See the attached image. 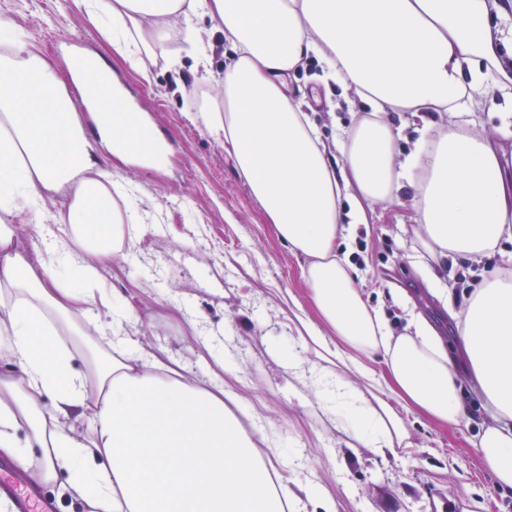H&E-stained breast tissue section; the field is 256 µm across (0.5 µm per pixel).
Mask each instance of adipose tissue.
Listing matches in <instances>:
<instances>
[{
  "mask_svg": "<svg viewBox=\"0 0 512 512\" xmlns=\"http://www.w3.org/2000/svg\"><path fill=\"white\" fill-rule=\"evenodd\" d=\"M90 24L127 59L140 55L131 31L154 44L178 43L206 20L224 32L230 53L220 103L198 118L235 160L240 179L266 212L278 239L304 257L303 276L321 321L334 333L340 369L321 379L336 405V426L386 456L407 434L398 408L443 424L465 415L459 373L441 339L419 318L392 333L364 300L336 242L345 220L411 188L414 260L428 286L447 297L433 265L448 255L475 258L512 232V203L487 138L426 121L428 112L462 116L477 98L497 95L512 113V15L499 0H81ZM0 55V450L32 462L44 484L65 476L84 512H304L314 486L273 477L252 438L224 403L223 386L201 387L113 327L110 351L73 370L79 315L108 306L99 272L115 255L132 256L112 201L123 193L103 156L127 165L155 162L167 144L132 102L110 66L101 73L120 103L81 118L63 81L25 39ZM318 57L348 103L370 106L335 166L283 77ZM420 120V145L397 157L400 129L390 113ZM353 190L344 213L342 193ZM66 192L61 237L30 259L18 245L21 207ZM80 241L82 257L70 243ZM74 266V288L60 267ZM457 331L489 413L475 446L499 484L512 487V277L476 286ZM381 355L377 373L367 358ZM363 389L354 388L351 377ZM52 403H45V395Z\"/></svg>",
  "mask_w": 512,
  "mask_h": 512,
  "instance_id": "ef3b65f1",
  "label": "adipose tissue"
}]
</instances>
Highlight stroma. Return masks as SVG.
Listing matches in <instances>:
<instances>
[{"label":"stroma","instance_id":"35a3bbf8","mask_svg":"<svg viewBox=\"0 0 512 512\" xmlns=\"http://www.w3.org/2000/svg\"><path fill=\"white\" fill-rule=\"evenodd\" d=\"M0 43L14 34L33 42L59 76L78 51L110 65L139 111L149 115L168 144L158 167L104 166L133 184L130 200L115 198L121 214H134L138 242L132 258L115 257L100 270L115 313L128 314L127 336L164 362H176L197 384H222L231 410L260 450L276 448L291 459L294 475L318 484L331 512H512V488H502L473 440L488 414L471 381H464L469 422L441 425L405 412L409 447L381 458L350 447L308 374H332L334 359L308 336L322 323L302 278L303 257L274 235L262 208L236 174L233 159L197 118L200 92H214L224 76V37L202 31L213 45L208 70H198L182 43L183 66L173 71L168 49L154 48L142 66L113 52L74 0H0ZM288 88L329 145L350 128L359 110L348 109L335 83L324 82L315 60L289 71ZM69 199L47 198L40 217L19 225V246L33 252L40 235L58 233ZM414 212L397 203L376 208L368 223L349 227L339 254H359L356 284L394 333L410 313L420 314L444 344L455 343L454 315L470 291L494 273H512V240L502 239L475 259L448 257L438 274L448 289L442 304L409 254ZM40 232H32V224ZM303 363L289 366V357Z\"/></svg>","mask_w":512,"mask_h":512}]
</instances>
